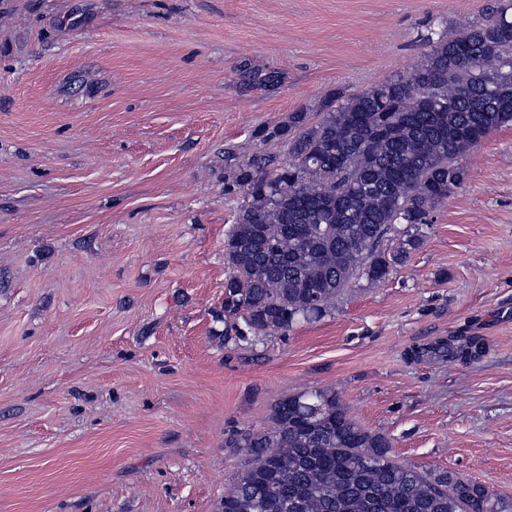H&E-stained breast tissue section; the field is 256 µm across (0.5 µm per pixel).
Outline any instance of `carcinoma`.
<instances>
[{"mask_svg": "<svg viewBox=\"0 0 512 512\" xmlns=\"http://www.w3.org/2000/svg\"><path fill=\"white\" fill-rule=\"evenodd\" d=\"M427 44L408 76L338 90L315 121L291 113L264 136L286 141L284 159L240 165L224 152L225 190L241 197L224 236L225 341L318 319L353 281H384L417 245L410 238L387 252V237L399 224L432 223L437 204L466 184L458 157L512 126L504 11L458 34L443 25ZM483 349L477 336L431 347L460 359ZM228 443L251 460L219 512H496L482 486L396 460L391 440L353 420L330 389L278 400L268 427Z\"/></svg>", "mask_w": 512, "mask_h": 512, "instance_id": "1", "label": "carcinoma"}]
</instances>
